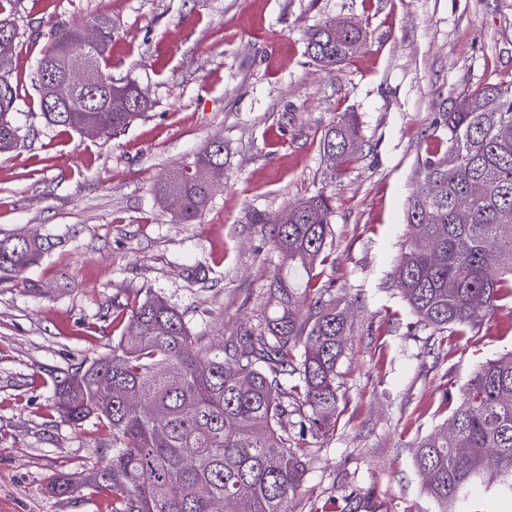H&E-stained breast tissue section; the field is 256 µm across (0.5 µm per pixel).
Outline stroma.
I'll return each mask as SVG.
<instances>
[{
    "label": "stroma",
    "instance_id": "stroma-1",
    "mask_svg": "<svg viewBox=\"0 0 512 512\" xmlns=\"http://www.w3.org/2000/svg\"><path fill=\"white\" fill-rule=\"evenodd\" d=\"M5 13L20 31L13 80L31 135L0 155V239L49 248L0 282V512H112L99 476L112 432L62 420L56 385L108 353L123 313L151 293L208 347L258 327L280 272L270 222L320 192L334 217L311 285L330 290L353 331L335 428L302 440L288 512H438L413 445L449 418L447 395L478 365L512 351V304L467 335L436 333L410 314L393 269L441 113L512 82V0H12ZM101 17L113 74L136 79L152 106L125 132L84 138L46 124L36 61L51 30ZM330 19L367 38L328 69L307 42ZM345 115L361 140L338 176L323 138ZM213 139L224 185L200 223L177 222L155 187Z\"/></svg>",
    "mask_w": 512,
    "mask_h": 512
}]
</instances>
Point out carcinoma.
<instances>
[{
    "mask_svg": "<svg viewBox=\"0 0 512 512\" xmlns=\"http://www.w3.org/2000/svg\"><path fill=\"white\" fill-rule=\"evenodd\" d=\"M94 28L91 45L82 26L53 31L35 86L48 125L81 136L102 126L115 135L143 116L149 100L136 80L107 72L112 21L102 17ZM2 31L1 155L26 138L12 82L19 32L7 18L0 20ZM363 38L353 25L323 24L309 34L307 48L333 68L354 55ZM76 65L86 69L85 86L63 96L57 88ZM116 98L128 108L113 109ZM442 135L444 151L419 164L428 184L408 198V237L393 279L419 324L462 336L512 298V83H490L463 96L445 113ZM360 137L354 121L339 119L324 136V156L343 169ZM189 165L191 178L178 169L168 189L156 192L184 223L196 221L224 184V143L208 142ZM333 217L331 200L320 193L275 218L272 244L288 268L271 288L276 311L216 353L198 345L185 312L151 294L129 309L110 352L58 384L61 418L78 424L95 417L112 430L103 473L112 482V512H237L243 499L251 512H288L306 466L296 436L334 427L336 368L353 329L327 291L300 282L324 252ZM425 238L435 251L418 249ZM45 250L36 238L0 240V281L23 272ZM306 304L302 319L298 312ZM448 426L420 440L414 453L441 512H457L476 483L511 498L512 352L473 371Z\"/></svg>",
    "mask_w": 512,
    "mask_h": 512,
    "instance_id": "1",
    "label": "carcinoma"
}]
</instances>
